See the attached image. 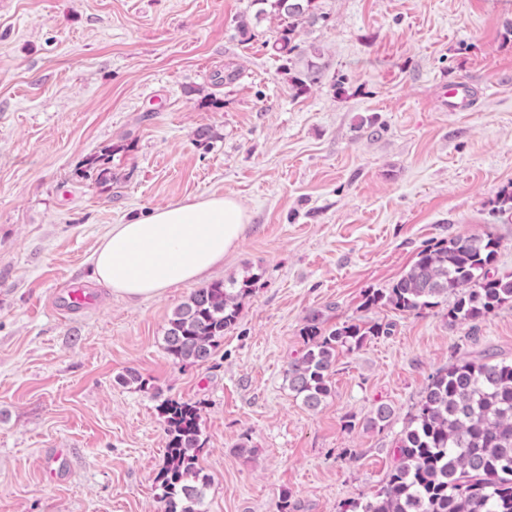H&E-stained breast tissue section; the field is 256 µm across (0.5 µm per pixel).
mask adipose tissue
I'll return each instance as SVG.
<instances>
[{"instance_id": "ef3b65f1", "label": "adipose tissue", "mask_w": 512, "mask_h": 512, "mask_svg": "<svg viewBox=\"0 0 512 512\" xmlns=\"http://www.w3.org/2000/svg\"><path fill=\"white\" fill-rule=\"evenodd\" d=\"M248 217L234 198L208 195L112 225L95 255L98 280L126 300L203 280L241 241Z\"/></svg>"}]
</instances>
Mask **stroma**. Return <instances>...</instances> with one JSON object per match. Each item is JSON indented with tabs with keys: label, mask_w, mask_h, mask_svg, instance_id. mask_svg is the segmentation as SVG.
I'll return each mask as SVG.
<instances>
[{
	"label": "stroma",
	"mask_w": 512,
	"mask_h": 512,
	"mask_svg": "<svg viewBox=\"0 0 512 512\" xmlns=\"http://www.w3.org/2000/svg\"><path fill=\"white\" fill-rule=\"evenodd\" d=\"M247 6L0 0V512H161L167 398L203 406L206 512H276L285 492L295 512H341L382 485L432 375L512 361V304L455 326L443 306L363 307L457 236L498 238L492 270L512 272V214L493 211L512 185V0H321L329 21L301 39L325 74L300 95L270 22L238 41ZM459 82L454 111L441 91ZM211 194L249 222L210 281L259 280L213 359L182 364L163 336L191 286L129 302L91 257L129 216ZM63 278L95 285L96 306L54 315ZM316 311L396 328L339 351L313 411L285 372ZM382 403L391 419L366 427Z\"/></svg>",
	"instance_id": "35a3bbf8"
}]
</instances>
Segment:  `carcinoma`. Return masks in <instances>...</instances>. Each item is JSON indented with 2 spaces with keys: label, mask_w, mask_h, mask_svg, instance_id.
Masks as SVG:
<instances>
[{
  "label": "carcinoma",
  "mask_w": 512,
  "mask_h": 512,
  "mask_svg": "<svg viewBox=\"0 0 512 512\" xmlns=\"http://www.w3.org/2000/svg\"><path fill=\"white\" fill-rule=\"evenodd\" d=\"M318 2L249 0L256 21L275 24L271 49L297 95L323 77L316 62L320 48L300 40L301 31L328 22ZM498 248L491 234L429 245L389 287L367 294L363 308L411 313L451 296L448 323H475L512 303V273L491 272ZM257 281L248 274L192 291L168 320L165 352L183 364L212 360L237 322L240 299ZM390 333L391 324L377 320L326 328L320 314H311L301 331L306 350L285 374L289 390L308 409H318L331 394L338 350L351 352ZM159 410L167 435L157 479L163 512H204L210 477L199 467L202 405L167 398ZM345 512H512V362L464 357L432 376L382 487L369 499L349 502Z\"/></svg>",
  "instance_id": "cac0c4a2"
}]
</instances>
